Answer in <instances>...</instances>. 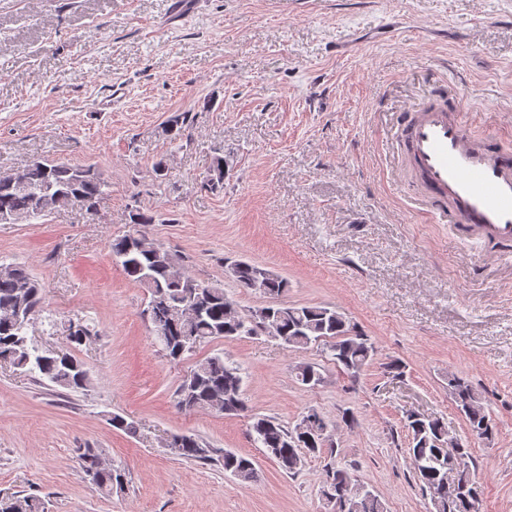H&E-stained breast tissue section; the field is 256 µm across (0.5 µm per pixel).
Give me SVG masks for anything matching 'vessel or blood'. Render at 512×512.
I'll return each instance as SVG.
<instances>
[{"label": "vessel or blood", "instance_id": "obj_1", "mask_svg": "<svg viewBox=\"0 0 512 512\" xmlns=\"http://www.w3.org/2000/svg\"><path fill=\"white\" fill-rule=\"evenodd\" d=\"M464 110L460 97L422 103L401 116L391 145L436 221L512 243V153L497 147L496 136L473 135Z\"/></svg>", "mask_w": 512, "mask_h": 512}]
</instances>
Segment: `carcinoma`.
<instances>
[{
  "label": "carcinoma",
  "mask_w": 512,
  "mask_h": 512,
  "mask_svg": "<svg viewBox=\"0 0 512 512\" xmlns=\"http://www.w3.org/2000/svg\"><path fill=\"white\" fill-rule=\"evenodd\" d=\"M24 185L0 175V218L31 221L33 193L48 196V212L79 207L97 212L108 184L90 167L33 160L20 168ZM224 184V157L216 156L207 176V186L215 190ZM132 229L110 243L112 255L132 281L146 288L152 308V325L157 340L172 361L217 339L252 336L259 332L293 349L321 345L329 359L346 374L357 377L374 355L370 339L358 332L344 313L328 306H295L278 302L288 291V281L275 272L249 261L235 260L229 267L237 287L258 291L270 303L264 307L241 309L221 284L203 282L180 265L167 247L150 237L145 227L155 223V213L137 211L131 216ZM23 309L29 317L10 320L7 314ZM43 312L42 288L25 266L10 263L0 270V361L25 374L38 375L57 387L78 390L89 383L83 365L69 350L51 356L28 338L31 320ZM241 366L216 354L199 362L176 389V406L184 410L207 409L220 414L248 411L242 396ZM448 391L471 432L480 440L494 435L490 414L481 398L463 378L448 376ZM250 435L264 448L265 455L288 474L297 473L306 456L325 453L319 432L288 427L264 415H251ZM410 434V466L421 490L430 496L431 512H479L480 484L474 470L470 445H450L448 429L438 419L411 412L406 416ZM174 455L206 464L218 454L224 471L242 482H251L257 471L251 458L234 451L217 450L202 440L179 436ZM101 453L86 448L79 459L83 471L104 493L123 488V474L110 466H99ZM321 495L328 501L346 499L348 512H385L378 495L366 489L347 470L338 466L335 450L325 465ZM0 512H45V504L32 496L15 495L0 499Z\"/></svg>",
  "instance_id": "carcinoma-1"
}]
</instances>
